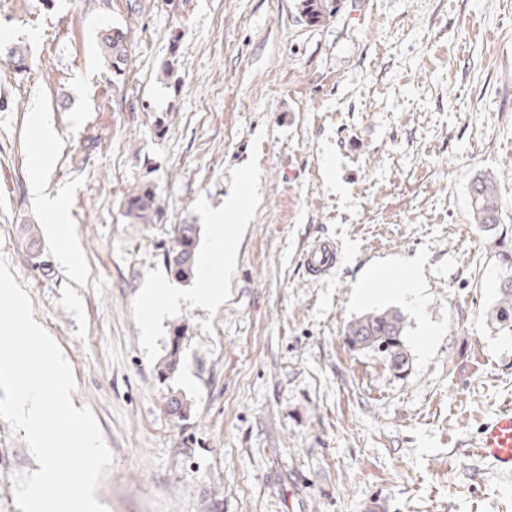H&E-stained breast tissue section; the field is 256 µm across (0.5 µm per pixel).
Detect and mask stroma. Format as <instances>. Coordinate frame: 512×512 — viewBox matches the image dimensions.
<instances>
[{"label":"stroma","mask_w":512,"mask_h":512,"mask_svg":"<svg viewBox=\"0 0 512 512\" xmlns=\"http://www.w3.org/2000/svg\"><path fill=\"white\" fill-rule=\"evenodd\" d=\"M297 0H0V256L69 362L113 459L107 512H512V473L471 444L512 403V331L489 322L512 250V0H338L322 24ZM128 33L113 83L97 48ZM28 54L15 70L8 50ZM47 162L35 171L33 157ZM493 173L495 229L468 194ZM62 198L81 275L42 233L30 194ZM153 187L151 224L124 215ZM240 198L246 224L208 214ZM179 224L199 254L223 237L216 308L164 255ZM338 261L319 280L317 240ZM414 270L423 301L398 293ZM179 305L148 318L146 299ZM400 310L409 357L355 351L347 322ZM181 365L156 377L170 329ZM180 392L188 415L169 412ZM39 465L0 419V512ZM336 246L331 240H319L310 245L305 253V266L309 275L321 278L336 265Z\"/></svg>","instance_id":"obj_1"}]
</instances>
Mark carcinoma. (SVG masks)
<instances>
[{
    "label": "carcinoma",
    "instance_id": "1",
    "mask_svg": "<svg viewBox=\"0 0 512 512\" xmlns=\"http://www.w3.org/2000/svg\"><path fill=\"white\" fill-rule=\"evenodd\" d=\"M334 0H299V18L314 26L330 17L334 11ZM99 55L104 64L112 69V82L124 79L128 64L127 31L114 25L100 31ZM468 193L475 223L486 230L499 224L502 203L497 184L490 174L480 173L469 183ZM124 207L127 216L138 224H151L161 211L155 191L149 187L128 194ZM199 230L196 224H179L176 228L174 246L166 252L165 263L170 274L181 282H190L198 275L196 250ZM489 318L512 328V276L499 285L498 300L489 311ZM404 315L394 309L372 311L350 321L345 329V340L355 350L377 349L387 353L392 369L403 371L409 357L403 335ZM184 327L172 329L169 348L159 363L157 374L167 378L174 374L181 363Z\"/></svg>",
    "mask_w": 512,
    "mask_h": 512
}]
</instances>
